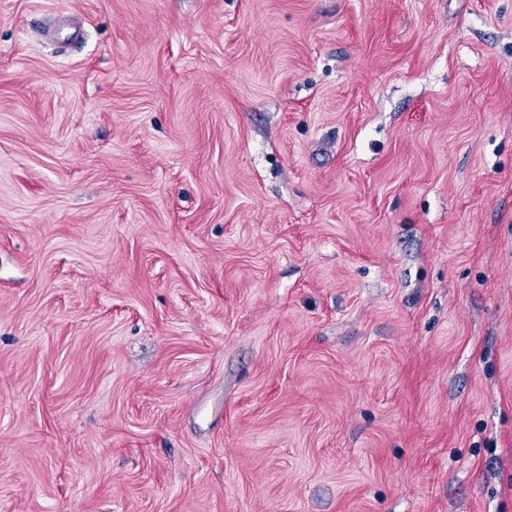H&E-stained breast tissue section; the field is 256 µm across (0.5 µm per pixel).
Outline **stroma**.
Masks as SVG:
<instances>
[{
	"instance_id": "35a3bbf8",
	"label": "stroma",
	"mask_w": 512,
	"mask_h": 512,
	"mask_svg": "<svg viewBox=\"0 0 512 512\" xmlns=\"http://www.w3.org/2000/svg\"><path fill=\"white\" fill-rule=\"evenodd\" d=\"M0 512H512V0H0Z\"/></svg>"
}]
</instances>
